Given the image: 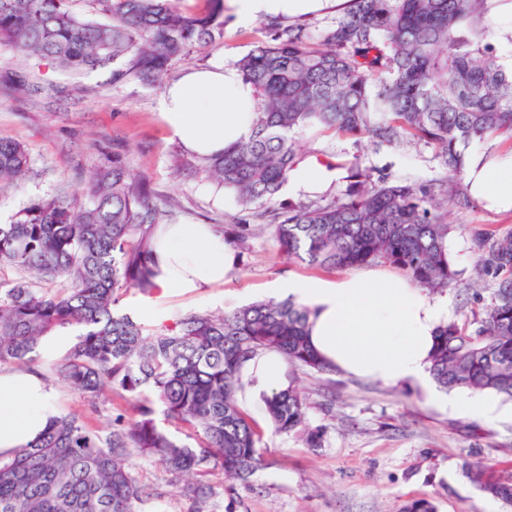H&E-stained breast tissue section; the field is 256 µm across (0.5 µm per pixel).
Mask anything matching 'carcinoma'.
<instances>
[{"instance_id": "cac0c4a2", "label": "carcinoma", "mask_w": 512, "mask_h": 512, "mask_svg": "<svg viewBox=\"0 0 512 512\" xmlns=\"http://www.w3.org/2000/svg\"><path fill=\"white\" fill-rule=\"evenodd\" d=\"M72 0H0V46L71 72L112 69L149 86L201 46L224 39L223 0L190 12L180 0H93L96 16L75 14ZM487 0H351L311 41L306 28L267 24L268 40L236 62L254 89L248 141L202 156L197 170L234 190L241 211L260 209L282 255L328 269L388 264L429 293L448 290L450 199L464 200L462 147L512 135V72L489 44L473 42ZM25 76L0 74V95L22 96ZM317 128L378 144H422L448 167V180L416 187L351 169L353 191L339 201L285 205L278 200L299 161L294 134ZM29 157L0 138V184L25 178ZM76 209L61 197L41 199L0 224V369L38 370L40 340L80 329L53 371L92 413L109 394L131 406L106 431L76 413L54 417L30 445L0 455V512H145L154 492L132 473V458L160 462L187 512H224V484L202 480L218 469L247 484L268 462L261 435L238 403L242 370L260 354L288 364V387L263 396L273 431L321 448L325 427L307 418L296 372L335 371L308 344L311 309L268 299L227 313L191 312L151 331L115 306L130 289L157 288L156 229L161 209L147 178L118 159L86 186ZM479 252L474 283L492 282L477 308L438 327L430 372L444 389L490 392L512 400V232L471 229ZM29 278L7 279L4 269ZM190 430L197 447L156 420L157 409ZM463 476L486 496L512 505V474L481 462Z\"/></svg>"}]
</instances>
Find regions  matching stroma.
Returning <instances> with one entry per match:
<instances>
[{"instance_id":"1","label":"stroma","mask_w":512,"mask_h":512,"mask_svg":"<svg viewBox=\"0 0 512 512\" xmlns=\"http://www.w3.org/2000/svg\"><path fill=\"white\" fill-rule=\"evenodd\" d=\"M267 36L262 20L225 26L223 41L195 53L189 64H176L168 78L176 80L189 65L235 63ZM16 67L27 69L49 90L22 107L0 97V137L25 145L31 168L21 186L0 188V224L33 201L63 191L77 204H87L82 193L86 181L94 168L111 164L117 147L130 170L149 177L157 205L171 199L179 203L180 223L211 224L220 230L243 220L258 224L255 214H242L227 193L190 169L192 153L170 138L161 120L162 89L136 80L113 84L106 71L67 76L46 62L24 60L0 48V72ZM299 142L306 153L335 160L340 176L325 195L329 201L344 198L354 162L417 186L447 177L433 150L422 145L358 143L309 132L300 134ZM448 222L454 227L448 254L459 282L446 296L448 316L457 319L473 305L465 291L476 262L471 227L512 231V214H495L471 201L449 206ZM336 277L335 271L286 260L271 235L256 234L225 284L192 294L175 288L148 296L131 291L117 310L152 329L184 313L230 311L268 298V287L277 280ZM299 377L311 423L328 427L326 442L313 449L299 438L273 433L261 400L240 394V405L262 433L269 464L248 486L238 487L232 512H402L416 499L429 500L435 512H512V506L485 496L462 474L467 460L512 473V401L486 393L479 395L476 409L462 411L454 405L460 395L456 389L430 395L415 386H393L339 371L325 376L303 369ZM136 474L160 492L146 512H182L178 488L159 464L141 462Z\"/></svg>"}]
</instances>
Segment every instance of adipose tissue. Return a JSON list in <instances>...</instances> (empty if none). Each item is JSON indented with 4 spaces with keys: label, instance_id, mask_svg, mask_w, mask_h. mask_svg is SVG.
I'll return each mask as SVG.
<instances>
[{
    "label": "adipose tissue",
    "instance_id": "ef3b65f1",
    "mask_svg": "<svg viewBox=\"0 0 512 512\" xmlns=\"http://www.w3.org/2000/svg\"><path fill=\"white\" fill-rule=\"evenodd\" d=\"M231 23L304 18L337 6L340 0H230ZM254 91L226 62L188 68L167 86L161 117L172 139L187 151L214 155L247 141L253 130ZM337 175L331 159L312 154L288 174L285 189L298 197L325 190ZM464 181L473 201L485 209L512 211V152H474L464 159ZM159 288L192 293L221 284L238 266L237 252L208 224H164L155 237ZM279 298L312 310L309 341L341 371L394 385L431 389L429 354L445 301L428 299L404 281L359 273L336 281L282 280L271 284ZM248 394L286 388L279 359L260 356L244 370ZM54 393L40 374L0 370V453L36 441L55 412Z\"/></svg>",
    "mask_w": 512,
    "mask_h": 512
}]
</instances>
